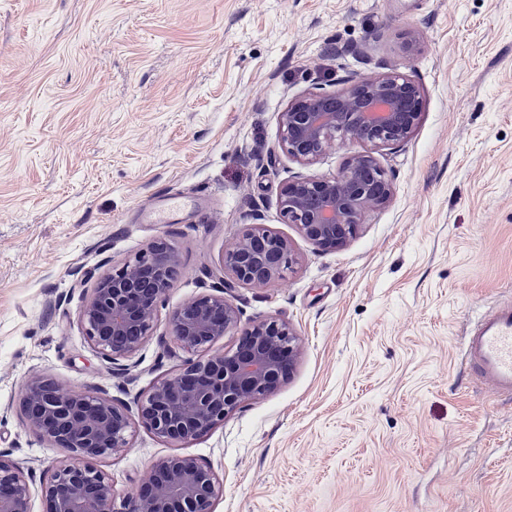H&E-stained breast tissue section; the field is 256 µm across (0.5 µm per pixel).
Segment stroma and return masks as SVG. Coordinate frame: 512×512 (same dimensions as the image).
Returning a JSON list of instances; mask_svg holds the SVG:
<instances>
[{"label":"stroma","mask_w":512,"mask_h":512,"mask_svg":"<svg viewBox=\"0 0 512 512\" xmlns=\"http://www.w3.org/2000/svg\"><path fill=\"white\" fill-rule=\"evenodd\" d=\"M391 71L421 91L406 142L307 168L280 150L291 100ZM363 151L393 198L317 250L280 189ZM251 224L297 256L265 286L223 270ZM159 239L178 276L119 371L80 311ZM219 288L238 324L212 352L278 318L294 369L196 440L133 426L94 462L115 499L189 455L224 485L214 512H512V397L462 360L474 318L512 300V0H0V449L45 479L67 452L26 424V379L131 400L187 357L172 312Z\"/></svg>","instance_id":"1"}]
</instances>
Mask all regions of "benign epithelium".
Instances as JSON below:
<instances>
[{
	"label": "benign epithelium",
	"mask_w": 512,
	"mask_h": 512,
	"mask_svg": "<svg viewBox=\"0 0 512 512\" xmlns=\"http://www.w3.org/2000/svg\"><path fill=\"white\" fill-rule=\"evenodd\" d=\"M341 94L309 93L280 113L279 146L301 165L317 163L337 144L405 142L421 113L416 82L400 72L353 77ZM393 187L369 155L355 154L331 178L298 175L279 195L284 224H295L320 250L343 246L366 215L387 205ZM287 238L263 225L237 236L224 269L245 285L263 286L295 263ZM176 250L159 239L121 267L101 275L80 318L99 358L117 365L152 335L172 275ZM237 311L224 294L204 295L174 311L170 328L186 351H206L235 328ZM299 352L289 324L266 319L239 336L235 348L189 359L174 378L155 384L134 404L98 393H74L46 376L29 377L20 406L28 425L69 457L40 484L47 512H213L222 486L211 467L192 456L164 458L151 478L115 507L112 482L93 461L128 447L132 424L172 442H188L224 423L241 405L274 392ZM32 479L0 450V512H31Z\"/></svg>",
	"instance_id": "1"
}]
</instances>
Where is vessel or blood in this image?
I'll list each match as a JSON object with an SVG mask.
<instances>
[{"label": "vessel or blood", "instance_id": "b4317fda", "mask_svg": "<svg viewBox=\"0 0 512 512\" xmlns=\"http://www.w3.org/2000/svg\"><path fill=\"white\" fill-rule=\"evenodd\" d=\"M463 360L478 381L512 395V303L482 315L471 330Z\"/></svg>", "mask_w": 512, "mask_h": 512}]
</instances>
